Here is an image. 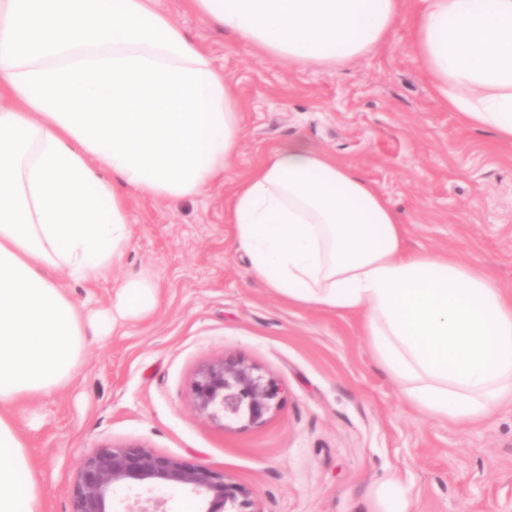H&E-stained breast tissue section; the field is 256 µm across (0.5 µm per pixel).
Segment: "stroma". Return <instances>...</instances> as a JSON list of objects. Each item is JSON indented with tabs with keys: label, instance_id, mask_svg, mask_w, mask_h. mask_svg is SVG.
I'll use <instances>...</instances> for the list:
<instances>
[{
	"label": "stroma",
	"instance_id": "obj_1",
	"mask_svg": "<svg viewBox=\"0 0 512 512\" xmlns=\"http://www.w3.org/2000/svg\"><path fill=\"white\" fill-rule=\"evenodd\" d=\"M161 7L223 67L243 115L242 174L297 136L370 180L400 212L407 244L455 252L512 289V144L449 111L400 21L336 69L293 68L204 23L187 0ZM233 181L192 200L127 196L122 275H153L159 304L114 334L87 336L60 392L20 412L45 512H71L82 460L134 444L232 475L257 512H369L397 476L417 512H512V404L477 424L423 417L373 360L360 319L288 303L256 284L226 217ZM234 357L274 378L278 410L254 427L199 414L200 371Z\"/></svg>",
	"mask_w": 512,
	"mask_h": 512
}]
</instances>
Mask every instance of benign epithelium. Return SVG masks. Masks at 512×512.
<instances>
[{
	"mask_svg": "<svg viewBox=\"0 0 512 512\" xmlns=\"http://www.w3.org/2000/svg\"><path fill=\"white\" fill-rule=\"evenodd\" d=\"M193 396L199 413L226 428L232 423L241 429L256 426L282 403L275 379L234 358L205 368L194 382ZM119 486L147 493L159 487L186 491L199 498L200 512H256L252 491L232 476L136 445L102 447L83 460L66 490L71 512H116L113 493ZM166 504L138 496L123 512H169Z\"/></svg>",
	"mask_w": 512,
	"mask_h": 512,
	"instance_id": "1",
	"label": "benign epithelium"
}]
</instances>
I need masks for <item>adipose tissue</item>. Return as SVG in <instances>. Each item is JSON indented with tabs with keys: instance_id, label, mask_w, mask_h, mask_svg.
<instances>
[{
	"instance_id": "obj_1",
	"label": "adipose tissue",
	"mask_w": 512,
	"mask_h": 512,
	"mask_svg": "<svg viewBox=\"0 0 512 512\" xmlns=\"http://www.w3.org/2000/svg\"><path fill=\"white\" fill-rule=\"evenodd\" d=\"M261 54L336 68L382 43L406 0H188ZM411 50L449 109L512 143V0H417ZM0 512H44L17 424L77 374L88 330L151 312L147 275L107 310L65 281L111 276L132 244L125 196L192 199L235 178L228 221L250 278L358 314L418 413L451 424L512 401V291L473 260L405 244L362 175L295 137L241 176L242 114L223 70L158 0H0Z\"/></svg>"
}]
</instances>
